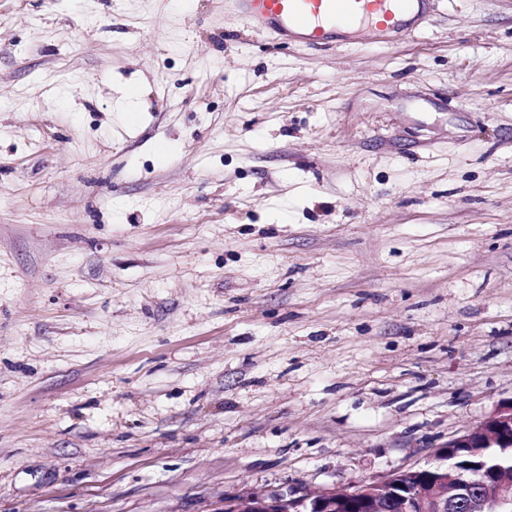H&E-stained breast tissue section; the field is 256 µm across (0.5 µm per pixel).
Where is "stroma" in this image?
I'll use <instances>...</instances> for the list:
<instances>
[{
	"mask_svg": "<svg viewBox=\"0 0 512 512\" xmlns=\"http://www.w3.org/2000/svg\"><path fill=\"white\" fill-rule=\"evenodd\" d=\"M427 11L0 0V512L347 490L512 398V0ZM420 0H234L237 11L259 32L272 31L284 42L326 46L340 33L410 35ZM412 16V17H411Z\"/></svg>",
	"mask_w": 512,
	"mask_h": 512,
	"instance_id": "stroma-1",
	"label": "stroma"
}]
</instances>
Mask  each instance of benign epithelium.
<instances>
[{
	"label": "benign epithelium",
	"instance_id": "1",
	"mask_svg": "<svg viewBox=\"0 0 512 512\" xmlns=\"http://www.w3.org/2000/svg\"><path fill=\"white\" fill-rule=\"evenodd\" d=\"M487 448L512 449V399L478 425L448 437L422 464L360 481L344 491L300 497L244 493L224 499L221 512H384L387 505L398 512H512V470L484 469V488L474 491L453 463L462 454L477 455Z\"/></svg>",
	"mask_w": 512,
	"mask_h": 512
}]
</instances>
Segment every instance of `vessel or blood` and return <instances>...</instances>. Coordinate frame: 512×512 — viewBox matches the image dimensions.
<instances>
[{
	"label": "vessel or blood",
	"instance_id": "vessel-or-blood-1",
	"mask_svg": "<svg viewBox=\"0 0 512 512\" xmlns=\"http://www.w3.org/2000/svg\"><path fill=\"white\" fill-rule=\"evenodd\" d=\"M415 0H234L237 11L260 32L284 42L326 46L341 33L409 35Z\"/></svg>",
	"mask_w": 512,
	"mask_h": 512
}]
</instances>
